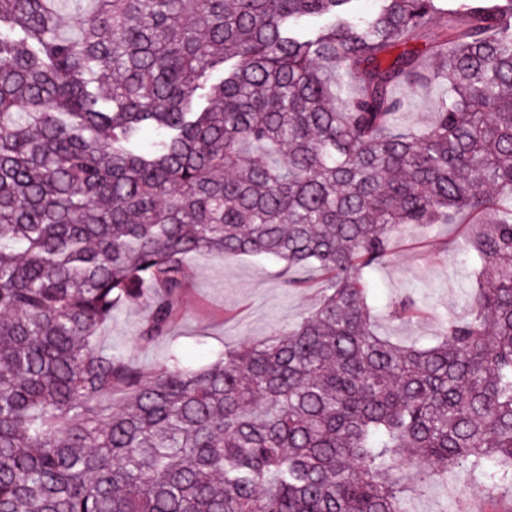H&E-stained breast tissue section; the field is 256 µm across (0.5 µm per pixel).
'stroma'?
Returning a JSON list of instances; mask_svg holds the SVG:
<instances>
[{
	"label": "stroma",
	"mask_w": 512,
	"mask_h": 512,
	"mask_svg": "<svg viewBox=\"0 0 512 512\" xmlns=\"http://www.w3.org/2000/svg\"><path fill=\"white\" fill-rule=\"evenodd\" d=\"M407 95L404 123L425 129L444 95L443 86H416ZM465 233L462 224L419 225L401 232L390 262L370 277V298L377 305L411 298L416 311L409 319H382L383 335L403 344H426L441 333L449 318L465 315L475 281L472 271L455 258ZM187 268L182 315L166 340L138 343L145 312L121 306L104 329L102 343L133 352L146 368L173 351L186 364L202 366L225 348L279 334L310 312L322 295L317 272H310L306 288L290 289L279 275L281 263L261 257L199 254L189 258ZM463 481L465 491L453 499L446 482H428L421 491L407 495L405 506L408 512H499L503 504L499 495L471 476Z\"/></svg>",
	"instance_id": "obj_1"
}]
</instances>
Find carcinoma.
<instances>
[{
	"label": "carcinoma",
	"mask_w": 512,
	"mask_h": 512,
	"mask_svg": "<svg viewBox=\"0 0 512 512\" xmlns=\"http://www.w3.org/2000/svg\"><path fill=\"white\" fill-rule=\"evenodd\" d=\"M354 2L0 0V512H405L425 464L512 497V0ZM463 214L467 316L380 335L394 236ZM201 252L325 294L201 367L100 343L121 304L164 339ZM397 92H405L409 97V108L403 115V122L416 130H423L432 122L433 112L445 91L441 84L436 83L410 89L400 88Z\"/></svg>",
	"instance_id": "obj_1"
}]
</instances>
